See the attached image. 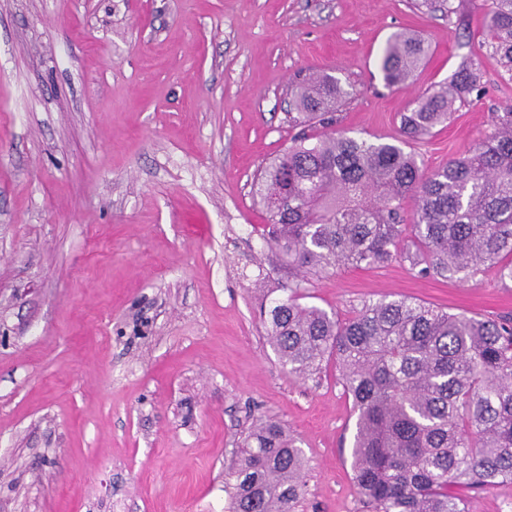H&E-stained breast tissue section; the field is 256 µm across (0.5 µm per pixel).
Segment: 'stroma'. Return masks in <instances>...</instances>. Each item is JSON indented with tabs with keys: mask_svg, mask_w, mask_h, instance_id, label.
<instances>
[{
	"mask_svg": "<svg viewBox=\"0 0 512 512\" xmlns=\"http://www.w3.org/2000/svg\"><path fill=\"white\" fill-rule=\"evenodd\" d=\"M450 4L0 0V512H229L259 416L305 453L294 512H370L335 364L301 379L267 342L260 308L288 273L252 182L296 135L289 89L315 71L353 89L338 129L391 142L409 100L471 58L481 96L414 151L431 171L488 135L512 105L483 48L491 2ZM399 30L430 55L389 86ZM305 293L344 319L389 293L512 315L492 267L466 283L341 268Z\"/></svg>",
	"mask_w": 512,
	"mask_h": 512,
	"instance_id": "1",
	"label": "stroma"
}]
</instances>
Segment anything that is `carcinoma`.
Segmentation results:
<instances>
[{"mask_svg":"<svg viewBox=\"0 0 512 512\" xmlns=\"http://www.w3.org/2000/svg\"><path fill=\"white\" fill-rule=\"evenodd\" d=\"M488 29L486 52L512 78V0H491ZM429 51L422 37L393 33L380 61L386 84L409 80ZM481 86L478 68L463 61L448 83L410 101L402 138L391 143L331 129L351 92L327 73L303 79L288 120L325 131L293 140L255 179L269 214L266 243L288 267L287 296L265 312L268 343L302 379L336 361L357 415L354 481L372 512H465L458 489L512 483L511 316L384 296L342 320L302 302L308 277L348 266L398 262L461 281L494 266L512 281V108L494 113V132L440 168L424 170L407 150ZM304 469L295 439L259 418L240 449L231 512H293Z\"/></svg>","mask_w":512,"mask_h":512,"instance_id":"cac0c4a2","label":"carcinoma"}]
</instances>
